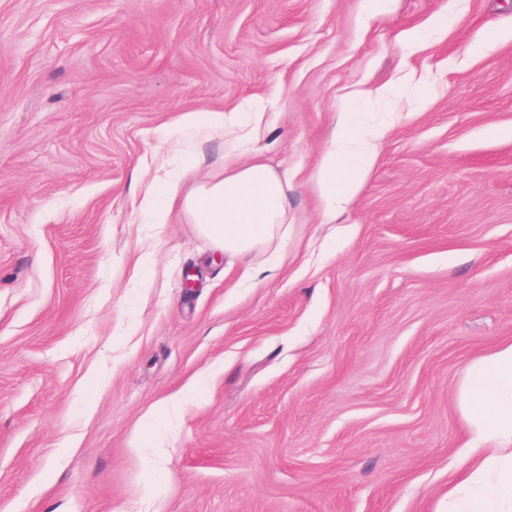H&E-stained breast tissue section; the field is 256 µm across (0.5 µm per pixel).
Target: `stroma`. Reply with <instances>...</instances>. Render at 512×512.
<instances>
[{
    "mask_svg": "<svg viewBox=\"0 0 512 512\" xmlns=\"http://www.w3.org/2000/svg\"><path fill=\"white\" fill-rule=\"evenodd\" d=\"M233 111L295 222L253 280L140 220L227 151L162 132ZM341 114L387 132L326 221ZM500 126L512 0H0V512H448L460 389L512 342Z\"/></svg>",
    "mask_w": 512,
    "mask_h": 512,
    "instance_id": "obj_1",
    "label": "stroma"
}]
</instances>
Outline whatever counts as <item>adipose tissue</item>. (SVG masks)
<instances>
[{
	"mask_svg": "<svg viewBox=\"0 0 512 512\" xmlns=\"http://www.w3.org/2000/svg\"><path fill=\"white\" fill-rule=\"evenodd\" d=\"M385 127H350L338 118L316 171L324 216L355 198L376 157ZM151 224L181 212L215 249L246 258L279 254L292 224L288 179L266 162L228 154L219 171L189 169L155 180L144 199ZM463 408L467 453L448 488V512H512V343L475 361Z\"/></svg>",
	"mask_w": 512,
	"mask_h": 512,
	"instance_id": "obj_1",
	"label": "adipose tissue"
}]
</instances>
